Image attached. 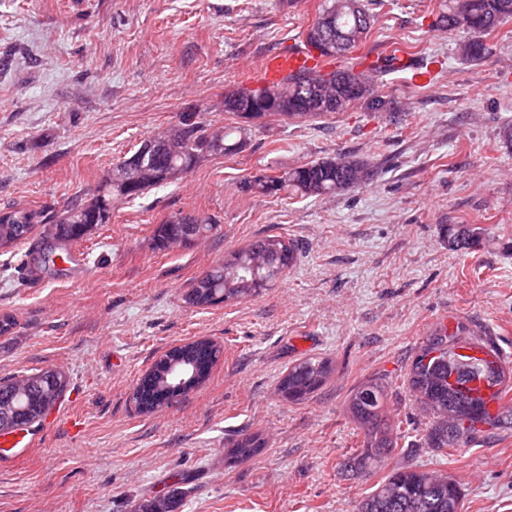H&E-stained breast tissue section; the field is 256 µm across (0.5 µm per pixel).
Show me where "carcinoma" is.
<instances>
[{"mask_svg":"<svg viewBox=\"0 0 512 512\" xmlns=\"http://www.w3.org/2000/svg\"><path fill=\"white\" fill-rule=\"evenodd\" d=\"M512 19V0H441L436 18L429 24L450 34L464 32L467 38L458 43L457 53L466 62H476L491 52L486 38L502 24ZM374 19L362 0H328L304 34L305 45L322 58L341 60L367 38ZM399 49L382 52L365 70L343 66L329 73L302 69L272 85L255 89L238 88L224 94V111L243 120L235 127H214L198 112H183L178 124L161 138L169 148L157 152L145 161L139 181L128 183L131 175L120 162L112 169V179L104 180L90 196L77 197L60 210L9 207L0 210V249L12 248L31 237L36 225H47L44 247L32 261L42 273H52L57 252L88 236L99 224L112 219V201H134L147 190L183 179L206 156L220 153L235 156L241 153L250 135L246 122L254 116V106L267 101L266 111L259 116H283L309 121L324 115L339 113L359 103L371 112L390 111L391 100L384 95L387 77L429 70L430 61L423 56L409 55V63H400ZM371 176L368 160L338 155L311 161L279 175H252L245 186L261 194L281 192L300 198L326 197L340 194L364 184ZM195 225L197 235L207 237L218 232L220 225L209 217L174 216L153 231L152 246L168 250L187 244L184 225ZM479 233L460 230L450 245L469 249L479 243ZM299 246L280 235H266L252 240L224 256L190 284L182 301L204 310L219 305L245 302L279 281L296 262ZM267 254L261 266L252 265L253 256ZM469 347L494 357L469 364L459 362L455 349ZM181 353L191 358L198 369L204 370L206 381L218 363L222 348L208 338L188 342L166 353ZM499 354L490 341L463 324L453 331L437 329L427 337L408 373L412 395L432 415L424 445L442 451L457 448L478 431L477 425L491 429L512 424V406L491 415L488 404L466 393V384L478 379L494 389L492 398L502 399L512 390V371L497 361ZM333 372L331 361L310 357L292 367L280 379L277 392L283 400L298 403L322 388ZM149 371L142 375L133 393L134 402L155 400L157 407H169L176 400V386L154 382ZM66 374L55 368H45L20 379H0V404H8L14 412L12 427L40 422L66 394ZM383 383L369 379L356 386L350 394L349 411L363 430L360 452L344 458L339 468L352 475L364 474L387 465L396 448L393 425L384 415ZM264 450V440L258 433L239 436L232 442L226 461L229 465L248 462ZM187 491L175 487L164 500L165 512H178ZM462 493L446 476L428 472L393 468L377 488L357 506V512H461Z\"/></svg>","mask_w":512,"mask_h":512,"instance_id":"cac0c4a2","label":"carcinoma"}]
</instances>
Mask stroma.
Listing matches in <instances>:
<instances>
[{"instance_id":"obj_1","label":"stroma","mask_w":512,"mask_h":512,"mask_svg":"<svg viewBox=\"0 0 512 512\" xmlns=\"http://www.w3.org/2000/svg\"><path fill=\"white\" fill-rule=\"evenodd\" d=\"M322 0H0V209L62 207L94 192L146 137L202 113L234 124L225 92L263 60L300 43ZM440 0H365L375 19L349 55L369 66L392 42L435 59L433 80L403 75L385 93L395 119L354 106L303 122L252 123L245 150L203 159L181 181L117 205L79 246L85 267L31 283L19 265L38 236L0 249V379L55 367L68 377L59 420L40 447L0 467V512H132L188 488L179 512H355L382 480L339 470L363 432L351 391L382 378L398 443L391 466L448 475L462 512H512V427L481 431L458 448L424 446L428 416L406 374L447 317L496 344L512 369V21L478 62L456 38L423 32ZM347 153L369 158L372 178L333 198L267 196L244 189ZM211 217L217 234L153 249L157 224ZM480 228L472 250L449 245ZM298 243L296 265L273 288L199 310L181 293L225 254L265 235ZM222 345L207 384L152 415L137 411L138 379L169 348L200 337ZM334 371L310 399L282 400L277 383L304 357ZM81 417L74 435L67 419ZM262 433L256 459L230 467L229 444Z\"/></svg>"}]
</instances>
